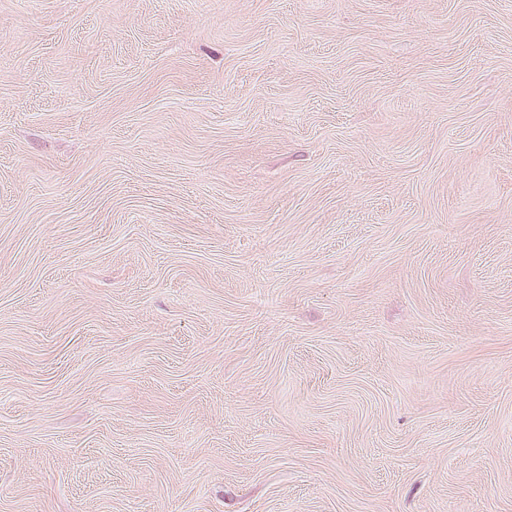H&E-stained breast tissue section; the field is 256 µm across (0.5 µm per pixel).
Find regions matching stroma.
<instances>
[{
	"instance_id": "35a3bbf8",
	"label": "stroma",
	"mask_w": 512,
	"mask_h": 512,
	"mask_svg": "<svg viewBox=\"0 0 512 512\" xmlns=\"http://www.w3.org/2000/svg\"><path fill=\"white\" fill-rule=\"evenodd\" d=\"M0 512H512V0H0Z\"/></svg>"
}]
</instances>
